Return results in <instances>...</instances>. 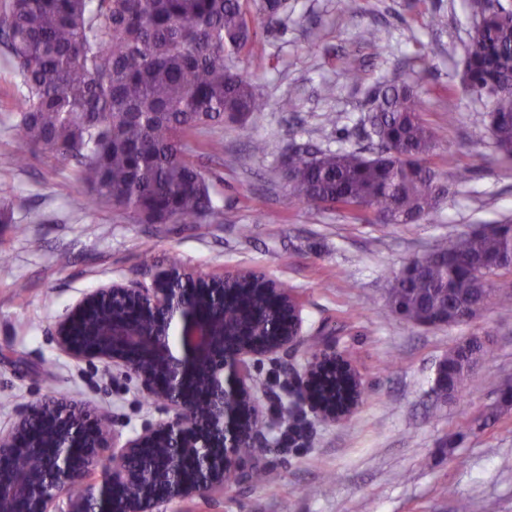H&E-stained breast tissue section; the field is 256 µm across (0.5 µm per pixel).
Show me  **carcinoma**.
Returning a JSON list of instances; mask_svg holds the SVG:
<instances>
[{
    "label": "carcinoma",
    "mask_w": 512,
    "mask_h": 512,
    "mask_svg": "<svg viewBox=\"0 0 512 512\" xmlns=\"http://www.w3.org/2000/svg\"><path fill=\"white\" fill-rule=\"evenodd\" d=\"M283 0H0V51L20 78L13 125V164H27L37 147L74 163L88 190L85 207L105 204L146 224H199L217 213L199 154L224 150L200 140L205 128L264 111L255 85L229 60L252 51V14L280 21ZM462 83L491 103L497 148L512 157V9L491 12L465 48ZM423 100L407 83L386 86L372 108L380 149L288 154L282 169L299 202L366 216L370 224H410L436 213L447 194L430 156L436 131L422 117ZM512 222L448 236L396 274L393 311L416 323L471 319L491 294L503 306L511 291L495 278L512 272ZM269 308L258 334L278 330ZM487 354L474 336L448 353V383L457 394L468 354Z\"/></svg>",
    "instance_id": "obj_1"
}]
</instances>
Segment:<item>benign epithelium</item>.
Wrapping results in <instances>:
<instances>
[{
	"mask_svg": "<svg viewBox=\"0 0 512 512\" xmlns=\"http://www.w3.org/2000/svg\"><path fill=\"white\" fill-rule=\"evenodd\" d=\"M260 288L280 310L282 327L265 338L246 330L225 332L224 301L240 289ZM58 346L76 360H97L134 375L141 388L167 404L174 416L148 426L123 444L111 438L103 419L88 407L66 400L36 402L10 430L0 432V512H13L15 500L31 512H50L68 487L96 468V449L110 448V474L70 498L69 512H158L167 501L198 496L223 487L230 473L244 472L237 449L269 445L251 425L264 418L256 396L254 362L302 344L299 305L281 288L244 271L227 279L175 268L150 286L119 284L97 288L58 325ZM362 398L355 368L323 347L297 377L293 405L336 421L351 415ZM208 414L195 415L199 402ZM36 422L51 424L53 452L32 469L26 458L42 448Z\"/></svg>",
	"mask_w": 512,
	"mask_h": 512,
	"instance_id": "benign-epithelium-1",
	"label": "benign epithelium"
}]
</instances>
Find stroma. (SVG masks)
<instances>
[{
    "mask_svg": "<svg viewBox=\"0 0 512 512\" xmlns=\"http://www.w3.org/2000/svg\"><path fill=\"white\" fill-rule=\"evenodd\" d=\"M436 13L443 28L428 25ZM476 25L465 0H355L350 10L344 0H288L275 29H258V52L239 58L267 107L213 128L224 152L200 165L219 213L199 224H142L108 205L79 208L86 191L70 164L39 149L27 167L14 166L18 78L0 56V200L13 213L0 223V251L10 256L0 267V429L31 403L56 399L90 405L124 439L168 420L171 410L121 369L62 352L58 323L86 293L150 284L175 261L206 275L258 269L296 296L304 338L253 368L265 418L277 424L257 455L270 483L166 502L159 512H457L462 501L474 512H512V404L501 398L512 384V306L422 326L402 320L388 299L393 274L442 238L512 220V160L494 143L488 106L462 92ZM392 81L416 87L441 139L435 162L450 194L436 216L367 224L296 202L284 156L375 148L370 101ZM326 83L335 88L329 98ZM331 114L336 124L327 123ZM257 140L267 154L251 155ZM461 168L470 171L462 184ZM473 336L490 355L454 398H440L439 361ZM327 341L356 368L362 403L335 422L305 407L281 419L296 377Z\"/></svg>",
    "mask_w": 512,
    "mask_h": 512,
    "instance_id": "stroma-1",
    "label": "stroma"
}]
</instances>
